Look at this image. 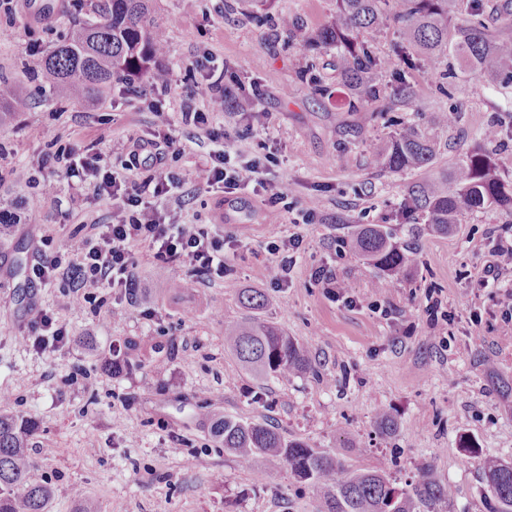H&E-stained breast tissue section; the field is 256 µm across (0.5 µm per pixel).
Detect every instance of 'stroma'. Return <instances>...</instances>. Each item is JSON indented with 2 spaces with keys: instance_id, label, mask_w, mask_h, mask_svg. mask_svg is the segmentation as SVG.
I'll use <instances>...</instances> for the list:
<instances>
[{
  "instance_id": "35a3bbf8",
  "label": "stroma",
  "mask_w": 512,
  "mask_h": 512,
  "mask_svg": "<svg viewBox=\"0 0 512 512\" xmlns=\"http://www.w3.org/2000/svg\"><path fill=\"white\" fill-rule=\"evenodd\" d=\"M40 2L16 0L13 14H0V29L10 32L0 40V96L13 105L11 120L0 126L7 148L0 166L31 167L67 144L120 162L158 124L152 102L125 95L118 82L82 103L39 85L27 66L32 46L49 54L79 21L73 0H58L46 19L34 15ZM153 10L167 39L155 63L171 78L165 110L178 111L193 61L209 55L230 64L247 108L215 111L206 94L197 104L243 161L274 153L273 173L290 208L272 218L248 188L165 201V212L182 223L236 236L233 273L199 282L187 268L158 267L141 245L136 282L145 299L109 293L93 312L70 304L64 280L31 285V268L43 254L68 248L75 232L105 222L110 204L72 203L69 177L51 169L46 195L0 181V209L21 218L0 249V384L9 389L7 411L37 424L30 479L52 485L50 512H80L86 500L98 512H317L318 501L282 461L239 467L208 433L203 415L211 410L273 425L354 467L384 468L400 487L431 467L456 488L454 512H489L482 471L459 440L512 461V408L488 383L492 372L512 381V322L502 316L512 274L496 288L476 285L488 258L486 234L512 225V210L463 212L446 235L424 223H398L395 215L408 186L453 172L478 149L491 119L512 125V93L471 76L450 85L417 71L412 102L371 118L349 111L345 94L319 95L305 80L313 63L317 77L331 81L329 55L304 56L278 34L281 15L317 27L334 14L336 0H259L233 12L224 0H153ZM455 109L461 121L437 123L438 114ZM411 115L436 143L435 159L419 170L377 171L372 154ZM310 205L317 222L297 223ZM356 224H383L398 243L418 244L420 266L399 287L374 292L375 270L348 245ZM294 233L303 242L292 281L282 287L264 247ZM320 266L335 272L336 292L315 280ZM173 280L179 292L169 290ZM243 288L266 295L267 318L310 347L317 374L259 379L225 351L224 324L242 316ZM43 313L66 327L70 341L34 347ZM89 329L99 353L77 341ZM126 339L137 343L135 367L112 371L100 352ZM381 407L398 422L393 437L377 429Z\"/></svg>"
}]
</instances>
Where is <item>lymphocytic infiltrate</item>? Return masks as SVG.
Listing matches in <instances>:
<instances>
[{
  "instance_id": "1",
  "label": "lymphocytic infiltrate",
  "mask_w": 512,
  "mask_h": 512,
  "mask_svg": "<svg viewBox=\"0 0 512 512\" xmlns=\"http://www.w3.org/2000/svg\"><path fill=\"white\" fill-rule=\"evenodd\" d=\"M186 79L189 86L177 120L161 119L157 130L137 140L135 151L129 152L120 167H113L90 146L62 147L47 156V164L74 178V197L92 190L95 197L111 202L112 213L107 223L95 225L93 233L73 238L64 253L44 256L32 269L33 280L46 283L71 273L84 289L83 306L94 311L101 305V290L123 292L131 287L138 267L132 251L136 244L148 246L156 265L187 267L206 282L232 273V238L209 224L179 223L159 207L160 200L181 199L185 185L183 177L163 168L162 147H174L177 127L210 129V113L196 104L198 91L216 93V106L224 104V69L214 60L194 64L187 69ZM224 138V132L213 131L212 148L195 177L200 191L232 194L250 186L270 211L287 208L283 184L258 166L240 164ZM490 235L496 248L479 278L486 288L512 270V226L498 225Z\"/></svg>"
}]
</instances>
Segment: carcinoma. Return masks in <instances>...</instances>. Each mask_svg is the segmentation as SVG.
Returning a JSON list of instances; mask_svg holds the SVG:
<instances>
[{"label": "carcinoma", "mask_w": 512, "mask_h": 512, "mask_svg": "<svg viewBox=\"0 0 512 512\" xmlns=\"http://www.w3.org/2000/svg\"><path fill=\"white\" fill-rule=\"evenodd\" d=\"M152 0H78L82 19L71 37L40 60L52 84L77 100L98 97L113 81L133 80L148 73L161 55L163 30L151 17ZM484 0H336V15L317 30L307 31L295 18L283 24L288 45L304 54L334 55L336 78L350 93L348 106L380 113V87L389 76L396 92L414 95L411 73H446V61L478 79L512 87V38L492 34ZM393 24L395 46L390 57L375 54L373 34ZM484 146L466 155L452 176L411 185L398 208L406 224L424 217L430 230L446 235L465 211L491 206L512 208V184L506 182L491 144L500 143L497 122L481 133ZM434 145L409 125L374 156V165L389 172L431 164ZM354 251L377 276L372 287H398L418 267L419 252L393 241L382 224H358L352 234ZM240 305L247 315L224 326V347L260 377L286 380L313 369L310 349L263 318V292L242 288ZM210 431L242 468L258 457L277 459L320 500L319 512H451L456 490L439 480L429 467L404 486L384 469H355L336 455L299 440L285 438L268 424L207 412ZM35 432L30 419L0 413V512H48L51 486L33 483L34 462L29 441ZM492 512H512V462L480 460Z\"/></svg>", "instance_id": "carcinoma-1"}]
</instances>
